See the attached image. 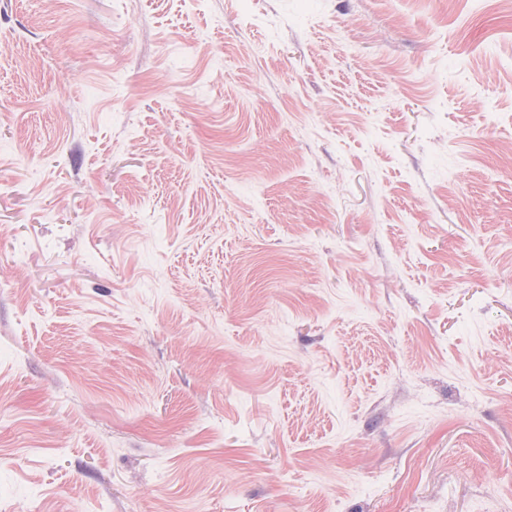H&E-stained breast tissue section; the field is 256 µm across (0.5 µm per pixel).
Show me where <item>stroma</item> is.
<instances>
[{
	"instance_id": "stroma-1",
	"label": "stroma",
	"mask_w": 512,
	"mask_h": 512,
	"mask_svg": "<svg viewBox=\"0 0 512 512\" xmlns=\"http://www.w3.org/2000/svg\"><path fill=\"white\" fill-rule=\"evenodd\" d=\"M0 512H512V0H0Z\"/></svg>"
}]
</instances>
